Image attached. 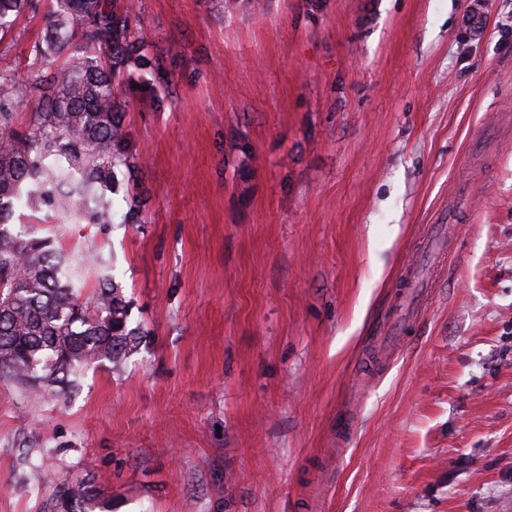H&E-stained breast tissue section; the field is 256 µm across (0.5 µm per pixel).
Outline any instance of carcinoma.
<instances>
[{"label":"carcinoma","mask_w":512,"mask_h":512,"mask_svg":"<svg viewBox=\"0 0 512 512\" xmlns=\"http://www.w3.org/2000/svg\"><path fill=\"white\" fill-rule=\"evenodd\" d=\"M39 53L74 46L68 63L17 81L0 74V371L18 383L58 395L81 372L119 366L146 332L129 324V304L102 257L76 261L48 237L10 227L16 205L54 211L75 223L107 224L116 169L139 163L127 153L118 100L122 78L149 64L145 42L105 0H55ZM33 8V0H0V29ZM34 104L20 132L10 105ZM96 285L85 292L84 273ZM112 512L89 483L68 488L53 512Z\"/></svg>","instance_id":"cac0c4a2"}]
</instances>
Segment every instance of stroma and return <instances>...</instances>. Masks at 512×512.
Returning a JSON list of instances; mask_svg holds the SVG:
<instances>
[{"mask_svg":"<svg viewBox=\"0 0 512 512\" xmlns=\"http://www.w3.org/2000/svg\"><path fill=\"white\" fill-rule=\"evenodd\" d=\"M36 3L0 73L62 64ZM106 4L155 59L119 100L144 163L111 223L16 216L110 258L148 337L65 396L0 374V512L88 475L112 512H512V0Z\"/></svg>","mask_w":512,"mask_h":512,"instance_id":"35a3bbf8","label":"stroma"}]
</instances>
